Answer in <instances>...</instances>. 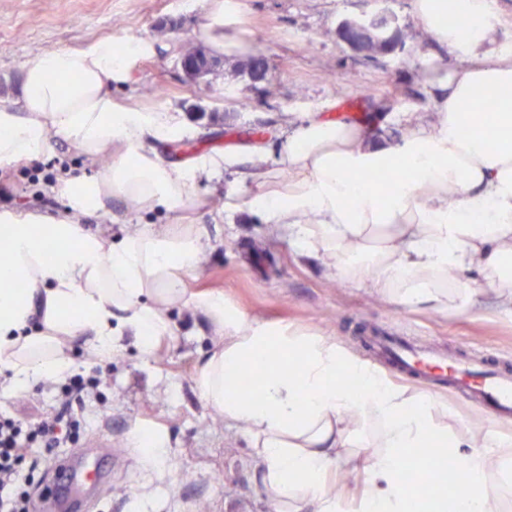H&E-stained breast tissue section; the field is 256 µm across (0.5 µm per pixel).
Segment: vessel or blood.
Returning <instances> with one entry per match:
<instances>
[{
  "instance_id": "b4317fda",
  "label": "vessel or blood",
  "mask_w": 512,
  "mask_h": 512,
  "mask_svg": "<svg viewBox=\"0 0 512 512\" xmlns=\"http://www.w3.org/2000/svg\"><path fill=\"white\" fill-rule=\"evenodd\" d=\"M373 345L394 371L408 379L488 405L497 421L512 423V369L498 367L487 358L465 364L447 351L386 336L374 337ZM92 453L107 455V442L91 443L88 451L67 454L58 461L55 476L41 497L42 512H56L63 503L68 504L71 512H85L103 481L102 474L87 462Z\"/></svg>"
}]
</instances>
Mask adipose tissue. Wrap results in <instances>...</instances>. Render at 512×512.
Listing matches in <instances>:
<instances>
[{"label": "adipose tissue", "mask_w": 512, "mask_h": 512, "mask_svg": "<svg viewBox=\"0 0 512 512\" xmlns=\"http://www.w3.org/2000/svg\"><path fill=\"white\" fill-rule=\"evenodd\" d=\"M411 6L457 60L443 72L422 60L428 117H416L411 135L398 140L384 134L379 114L355 124L309 113L274 149L254 147L247 177L258 190L234 205L287 231L299 249L326 252L347 285L371 282L390 303L440 312L459 299L481 311L488 287L492 304L512 312V50L489 45L490 0ZM205 10L200 38L218 52L243 50L238 0H205ZM150 49L132 37L47 52L26 67L19 108L0 107V166L40 159L59 141L84 158L83 170L51 187L65 202L59 218L0 211V249L8 254L0 262V374L10 389L65 372V350L78 338L103 357L128 339L151 353L172 332L165 308L184 301L208 318L213 343L196 384L228 425H246L263 486L289 512H409L403 462L447 454L465 462L468 489L449 497L447 476L436 475L438 490L421 512H499L485 491V449L467 436L449 438L433 398L393 383L334 339L248 320L218 294H187L184 280L203 243L182 213L199 184L238 157L165 161L159 149L187 136L183 123L114 104L113 85L125 83ZM491 92L500 96L498 112L479 111ZM403 165L410 172L390 192L368 185V172ZM115 199L136 216L167 213L170 224L117 242L107 230L86 231L83 219L104 214ZM374 241V268L350 265ZM477 279L482 288H473ZM294 358L297 372L283 374ZM246 365L261 372L259 398L227 386ZM341 372L364 382L362 394L337 383ZM338 469L362 475L357 499L330 487Z\"/></svg>", "instance_id": "obj_1"}]
</instances>
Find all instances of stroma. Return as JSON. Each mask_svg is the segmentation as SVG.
Returning a JSON list of instances; mask_svg holds the SVG:
<instances>
[{"mask_svg": "<svg viewBox=\"0 0 512 512\" xmlns=\"http://www.w3.org/2000/svg\"><path fill=\"white\" fill-rule=\"evenodd\" d=\"M246 37L268 64L265 81L252 82L239 54L221 55L220 66L189 84L177 63L176 43L196 41L206 21L204 0H0V106L18 105L24 70L36 57L58 49H81L109 38L148 40L155 50L139 60L116 103L175 112L193 130L184 145L167 148L165 160L199 153L237 150L254 144L274 148L284 119L319 112L357 120L378 103L393 112H424L429 94L419 61L448 68L455 60L440 49L414 17L411 0H240ZM385 11L395 20L403 49L394 55L352 51L336 35L347 18ZM245 165L225 169L204 182L199 202L186 213L204 248L188 291L219 293L260 323L299 325L335 337L366 360L374 355L365 338L392 328L422 344L469 357H498L512 363V314L488 308L477 314L463 303L433 313L389 305L371 286H345L324 259L300 254L287 235H272L263 218L246 209L226 210L231 193L255 188ZM0 184L13 196L0 210L17 209L46 217L63 208L44 191L33 163L0 168ZM165 317L173 333L148 355L128 344L109 358L83 342L68 350L72 372L99 369L97 396L81 415L85 429L77 443L112 442V482L88 512H277L267 497L247 431L226 428L195 384L212 353L209 323L193 308L173 304ZM63 377L8 395L0 410L24 420L51 413ZM438 414L448 430L477 439L501 435L487 408L455 395L438 394ZM152 430L164 443L159 458L138 445L135 434Z\"/></svg>", "mask_w": 512, "mask_h": 512, "instance_id": "obj_1", "label": "stroma"}]
</instances>
